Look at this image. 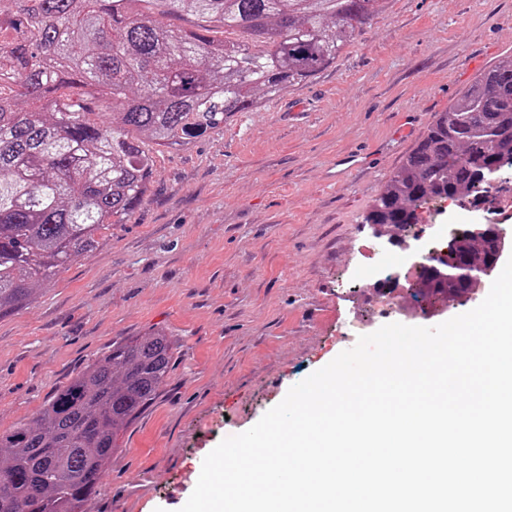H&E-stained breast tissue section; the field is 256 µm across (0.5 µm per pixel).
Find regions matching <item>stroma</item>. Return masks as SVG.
<instances>
[{"label":"stroma","mask_w":512,"mask_h":512,"mask_svg":"<svg viewBox=\"0 0 512 512\" xmlns=\"http://www.w3.org/2000/svg\"><path fill=\"white\" fill-rule=\"evenodd\" d=\"M512 57V0H387L313 78L156 157L151 190L97 249L0 318V430L31 417L91 354L163 331L167 382L120 439L87 512H179L202 462L288 390L388 324L376 309V242L362 218L437 112ZM363 164L336 179L338 159ZM507 171L491 211L431 203L424 225L499 224L512 242Z\"/></svg>","instance_id":"35a3bbf8"}]
</instances>
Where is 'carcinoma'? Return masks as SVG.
<instances>
[{
  "label": "carcinoma",
  "mask_w": 512,
  "mask_h": 512,
  "mask_svg": "<svg viewBox=\"0 0 512 512\" xmlns=\"http://www.w3.org/2000/svg\"><path fill=\"white\" fill-rule=\"evenodd\" d=\"M386 0H0V318L28 306L144 202L145 142L187 149L330 67ZM160 17L183 21L158 22ZM223 37H216V33ZM512 170V59L435 115L365 224H418ZM466 224L447 256L485 262ZM463 286L419 275L402 307H453ZM175 341L112 340L43 407L0 432V512H87L119 439L167 381Z\"/></svg>",
  "instance_id": "cac0c4a2"
}]
</instances>
